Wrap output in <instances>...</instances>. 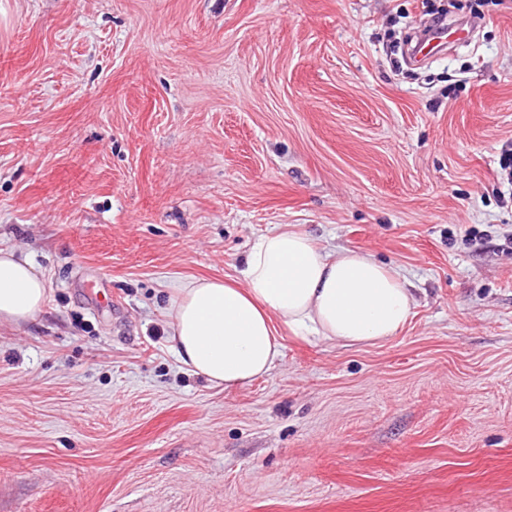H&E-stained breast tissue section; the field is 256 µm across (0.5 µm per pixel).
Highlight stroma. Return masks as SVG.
<instances>
[{
    "label": "stroma",
    "instance_id": "stroma-1",
    "mask_svg": "<svg viewBox=\"0 0 512 512\" xmlns=\"http://www.w3.org/2000/svg\"><path fill=\"white\" fill-rule=\"evenodd\" d=\"M438 2L0 0V248L48 282L0 325V512H512V0L406 65ZM287 225L414 315L211 385L168 296Z\"/></svg>",
    "mask_w": 512,
    "mask_h": 512
}]
</instances>
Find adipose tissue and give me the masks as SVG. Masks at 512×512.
<instances>
[{"mask_svg": "<svg viewBox=\"0 0 512 512\" xmlns=\"http://www.w3.org/2000/svg\"><path fill=\"white\" fill-rule=\"evenodd\" d=\"M47 295L27 257L0 249V324L33 320ZM415 306L398 269L357 250L328 252L284 227L257 239L242 280H189L170 296L166 316L177 360L234 389L275 366L284 335L372 345L396 336Z\"/></svg>", "mask_w": 512, "mask_h": 512, "instance_id": "obj_1", "label": "adipose tissue"}]
</instances>
